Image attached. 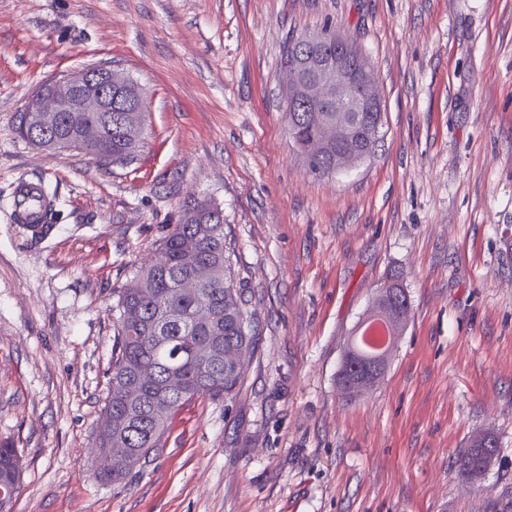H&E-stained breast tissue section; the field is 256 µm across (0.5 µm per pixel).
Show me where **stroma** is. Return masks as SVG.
Returning <instances> with one entry per match:
<instances>
[{"instance_id":"obj_1","label":"stroma","mask_w":512,"mask_h":512,"mask_svg":"<svg viewBox=\"0 0 512 512\" xmlns=\"http://www.w3.org/2000/svg\"><path fill=\"white\" fill-rule=\"evenodd\" d=\"M325 27L370 62L383 126L317 178L281 57ZM107 61L147 96L131 164L17 136L41 85ZM22 179L56 202L48 236L12 221ZM191 196L224 210L255 347L233 395L104 483L114 292ZM394 275L407 326L346 400L344 348ZM484 431L499 452L464 482ZM1 443L23 455L11 512H512V0H0ZM499 452L496 437L490 432L478 434L456 460L458 473L467 481L480 478Z\"/></svg>"}]
</instances>
